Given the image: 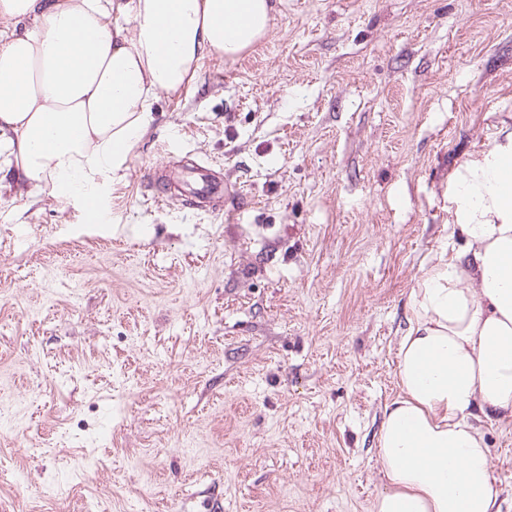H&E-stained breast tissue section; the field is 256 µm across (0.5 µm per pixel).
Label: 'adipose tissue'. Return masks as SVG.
Instances as JSON below:
<instances>
[{
  "label": "adipose tissue",
  "instance_id": "ef3b65f1",
  "mask_svg": "<svg viewBox=\"0 0 512 512\" xmlns=\"http://www.w3.org/2000/svg\"><path fill=\"white\" fill-rule=\"evenodd\" d=\"M271 0H0V177L97 208L152 102L268 33ZM464 240L410 294L373 512H501L482 419L512 422V133L454 175Z\"/></svg>",
  "mask_w": 512,
  "mask_h": 512
}]
</instances>
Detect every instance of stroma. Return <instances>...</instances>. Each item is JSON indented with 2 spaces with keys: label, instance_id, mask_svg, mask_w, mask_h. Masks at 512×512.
I'll return each mask as SVG.
<instances>
[{
  "label": "stroma",
  "instance_id": "1",
  "mask_svg": "<svg viewBox=\"0 0 512 512\" xmlns=\"http://www.w3.org/2000/svg\"><path fill=\"white\" fill-rule=\"evenodd\" d=\"M78 199L0 182V512H372L409 296L512 132V0H274ZM237 222L155 202L166 154ZM512 512V423L484 421Z\"/></svg>",
  "mask_w": 512,
  "mask_h": 512
}]
</instances>
